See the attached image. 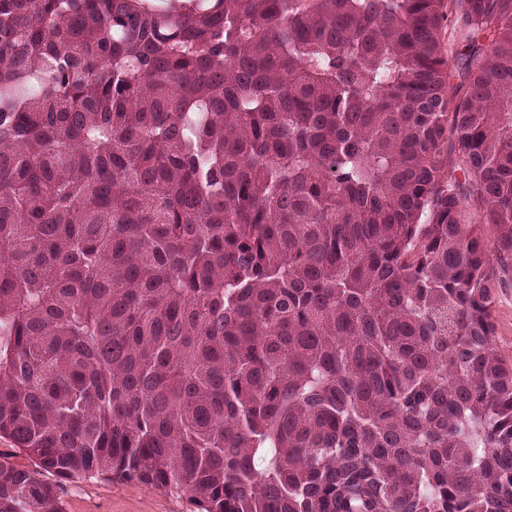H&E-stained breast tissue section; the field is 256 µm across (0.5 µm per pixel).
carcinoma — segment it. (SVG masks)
<instances>
[{
    "label": "carcinoma",
    "instance_id": "carcinoma-1",
    "mask_svg": "<svg viewBox=\"0 0 512 512\" xmlns=\"http://www.w3.org/2000/svg\"><path fill=\"white\" fill-rule=\"evenodd\" d=\"M0 142V512H512V0H0ZM508 262L511 264V270L503 272L497 261H494L498 285L495 291L492 317L496 326L493 351L510 368L512 366V261ZM41 479L56 487L63 512H196L187 498L148 485L102 477L63 480L46 471Z\"/></svg>",
    "mask_w": 512,
    "mask_h": 512
}]
</instances>
